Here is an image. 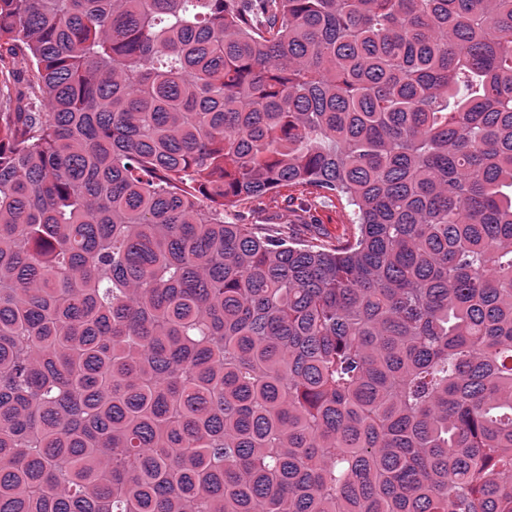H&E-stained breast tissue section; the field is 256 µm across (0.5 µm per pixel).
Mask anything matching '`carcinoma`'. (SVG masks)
<instances>
[{
	"label": "carcinoma",
	"instance_id": "carcinoma-1",
	"mask_svg": "<svg viewBox=\"0 0 512 512\" xmlns=\"http://www.w3.org/2000/svg\"><path fill=\"white\" fill-rule=\"evenodd\" d=\"M0 512H512V0H0ZM314 190L303 185L283 186L247 199L228 211L227 221L255 224L258 230H278L301 242L334 247L352 238L357 225L352 224L351 207L345 200L322 203ZM302 204L301 212L297 206Z\"/></svg>",
	"mask_w": 512,
	"mask_h": 512
}]
</instances>
